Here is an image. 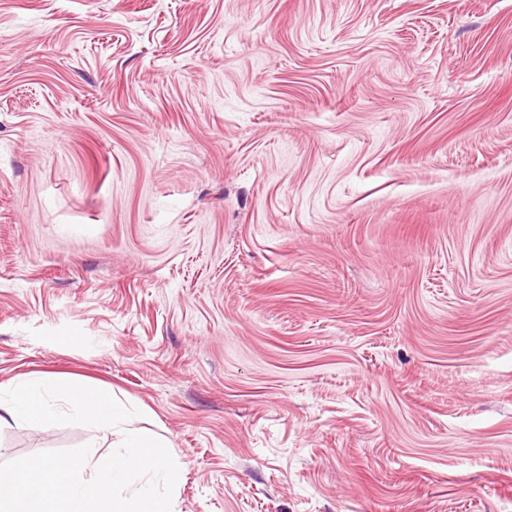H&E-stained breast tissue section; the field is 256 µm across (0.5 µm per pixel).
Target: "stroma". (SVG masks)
<instances>
[{
    "mask_svg": "<svg viewBox=\"0 0 512 512\" xmlns=\"http://www.w3.org/2000/svg\"><path fill=\"white\" fill-rule=\"evenodd\" d=\"M43 374L175 512H512V0H0V385Z\"/></svg>",
    "mask_w": 512,
    "mask_h": 512,
    "instance_id": "obj_1",
    "label": "stroma"
}]
</instances>
